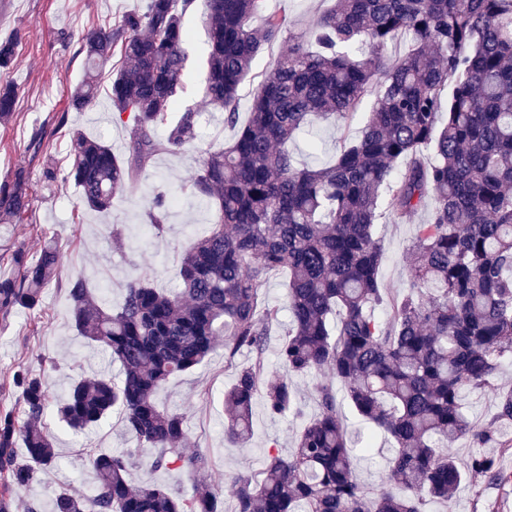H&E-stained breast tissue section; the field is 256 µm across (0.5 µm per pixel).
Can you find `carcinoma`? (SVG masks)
I'll return each instance as SVG.
<instances>
[{
    "label": "carcinoma",
    "mask_w": 512,
    "mask_h": 512,
    "mask_svg": "<svg viewBox=\"0 0 512 512\" xmlns=\"http://www.w3.org/2000/svg\"><path fill=\"white\" fill-rule=\"evenodd\" d=\"M196 0H146L141 11L81 36L84 76L69 107L87 108L110 62V102L131 121L122 156L80 131L69 136L67 178L87 208H112L160 153H178L199 137L201 113L172 111L183 91L189 55L184 17ZM265 0H204L208 38L205 97L238 126L231 143L209 149L185 185L215 210L211 227L182 254L178 292L128 281L121 303L99 298L79 275L66 281L74 327L108 352L121 379L99 374L74 383L56 415L81 432L122 410L135 446L123 454L91 453V494L61 491L52 512H423L426 500L450 504L464 481L512 491V471L487 448L512 449V390L498 392L485 427L462 411L467 391L493 389L512 358V0H334L315 23L317 47L289 33L287 17L251 18ZM288 34V49L267 73L238 124L239 86L255 59ZM404 52L388 54L396 41ZM18 38L0 41V68H10ZM373 99L355 143L336 161L301 167L288 148L311 117L351 120ZM16 95L0 89V123L14 116ZM433 201L419 225L408 263L412 293L393 298L379 270L376 224L386 214L409 220ZM29 207L23 172L0 183V224ZM169 203L156 195L149 226L164 230ZM14 275L0 279V315L34 309L59 282L61 251L49 243L28 260L13 257ZM288 274L293 328L270 372L266 352L279 309L261 287ZM388 304L390 317L375 315ZM224 340L235 368L224 393V434L233 443L252 432L256 398L272 417L300 413L296 376L328 370L350 407L393 440L386 483L366 491L353 471L346 424L329 383L314 386L319 412L299 432L296 448L267 456L258 473L196 484L185 498L162 485L135 486L132 461L153 450L155 470L192 480L210 457L184 452L185 416L160 408L157 391L202 363ZM247 351L248 364L236 365ZM16 404L0 409V512H38L20 503L37 474L57 464L45 426L44 375L13 377ZM22 440L25 459L17 458ZM475 452L458 464L454 445Z\"/></svg>",
    "instance_id": "obj_1"
}]
</instances>
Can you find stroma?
I'll return each mask as SVG.
<instances>
[{
  "instance_id": "obj_1",
  "label": "stroma",
  "mask_w": 512,
  "mask_h": 512,
  "mask_svg": "<svg viewBox=\"0 0 512 512\" xmlns=\"http://www.w3.org/2000/svg\"><path fill=\"white\" fill-rule=\"evenodd\" d=\"M142 4L143 0H0V41L19 40L14 66L0 70V85L17 92L14 119L0 123V181L25 170L29 193V208L22 219L0 224V275L12 272L10 255L16 247H23L27 257L33 258L45 241L54 240L62 247V278L84 276L90 287L112 304L121 302L125 283L133 276L170 291L180 288V256L214 219L213 208L183 195L180 187L194 173L201 148L212 142H231L236 134L235 127L225 124L222 113L204 97L207 34L200 12L186 19L192 64L182 94L183 103L197 107L202 114L196 147L157 155L140 177L114 198L111 210L103 213L81 206L72 181L60 176L48 183L42 176L44 155L50 153L58 162H65L69 133L74 129L122 151L129 129L113 118L108 83H101L96 101L85 110H71L69 96L83 75L81 32ZM331 4L332 0H267L268 8L287 16L288 27L295 33L309 31ZM364 120L360 112L348 123L338 119L315 122L293 143L292 150L306 166L335 161L344 147L357 140ZM37 135L42 143L35 149L31 142ZM161 191L167 193L171 205L165 229L158 235L147 229L145 211L149 200ZM427 218V211L422 210L409 221L395 223L383 218L376 226L384 250L380 275L393 296L409 291L406 255L416 242L418 225ZM116 230L122 238L118 245L112 242ZM22 367L48 372L49 400L54 404L67 397L78 379L101 372L115 378L121 374L118 362L78 335L67 295L57 286L45 289L37 310L18 309L7 320H0V407L14 405L16 394L10 381ZM234 378L235 370L227 366L219 348L200 366L172 378L156 396L162 408L185 415L187 449L210 457L208 478L212 481L228 474L257 472L271 449L289 454L304 420L318 411L315 377L296 378L301 417L274 418L263 407H256L251 440L242 447L233 445L224 438L222 393ZM497 384L494 391L465 394L463 412L470 421L484 425L495 415L498 390L512 388V361L503 362ZM347 418L356 432L370 439L373 448L372 458L356 455L357 478L370 491H377L388 474L391 440L355 413H348ZM46 423L58 441V465L50 473L38 475L25 494L26 499L42 505V512H51V500L62 490L91 493L95 478L89 466L90 452L120 453L133 445L117 411L82 434L68 430L52 412ZM489 501L497 503L499 512H512V494L489 489L479 498L469 481L458 489L452 509L430 501L425 512H486Z\"/></svg>"
}]
</instances>
